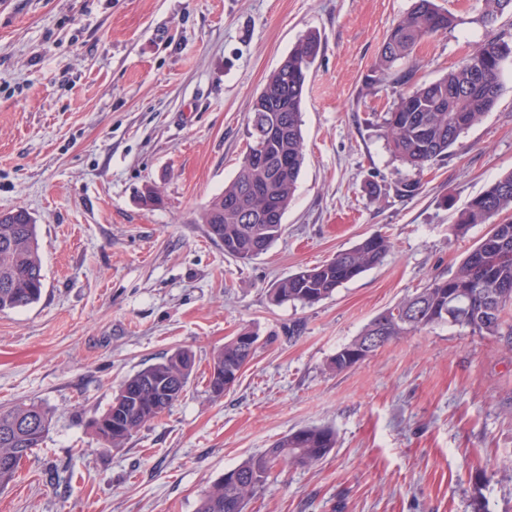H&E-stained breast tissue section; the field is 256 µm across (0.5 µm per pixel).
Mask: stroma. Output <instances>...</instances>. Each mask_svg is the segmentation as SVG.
<instances>
[{"mask_svg":"<svg viewBox=\"0 0 512 512\" xmlns=\"http://www.w3.org/2000/svg\"><path fill=\"white\" fill-rule=\"evenodd\" d=\"M413 0H0V211L37 224L41 300L0 312V407L52 422L0 512H196L211 483L289 433L327 427L311 468L273 467L245 512H512V350L461 326L394 340L341 372L329 362L381 312L452 276L487 233L457 214L512 171V64L461 148L424 172L389 150L407 87L455 68L494 27L483 0H436L455 21L377 77ZM321 50L303 95L306 154L279 238L248 262L196 220L237 175L251 103L300 38ZM406 73L409 83L399 82ZM156 186L161 206L139 195ZM375 233L383 262L313 306L272 286ZM253 360L221 398L215 351L241 332ZM188 348L185 396L121 448L93 422L120 382Z\"/></svg>","mask_w":512,"mask_h":512,"instance_id":"35a3bbf8","label":"stroma"}]
</instances>
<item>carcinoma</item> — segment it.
<instances>
[{
    "label": "carcinoma",
    "mask_w": 512,
    "mask_h": 512,
    "mask_svg": "<svg viewBox=\"0 0 512 512\" xmlns=\"http://www.w3.org/2000/svg\"><path fill=\"white\" fill-rule=\"evenodd\" d=\"M512 0H484L483 19H496ZM454 23L435 0H414L413 6L388 32L375 68L391 74L396 63L408 58L425 39L438 36ZM321 49L310 33L294 46L267 78L264 91L252 103L250 116L269 112L281 134L259 139L248 128L247 151L235 179L200 213L209 238L224 245V252L245 262L264 253L282 232L283 216L294 195L304 164L301 105L310 68ZM480 63L475 72L462 61L442 78L402 93L386 113L384 124L392 152L420 173L448 155L466 130L494 106L502 66L512 56V34L487 37L471 53ZM269 157V168L248 164L253 155ZM512 210V171L490 184L457 215L454 231L473 224H490L495 216ZM19 207L0 212V312L29 307L40 301L45 276L36 225ZM391 243L375 233L328 261L303 268L270 289L276 303L312 306L330 297L343 284L379 265ZM512 307V221L491 224L490 230L468 252L449 278H435L419 292L384 311L383 343L408 336L426 327L451 324L499 338L512 346V322L505 318ZM378 335L370 322L361 336L340 348L329 367L346 370L363 357L358 355L367 337ZM254 352L236 336L212 357L208 388L214 398L224 395L237 381ZM196 364L189 349H178L122 381L111 404L95 426L106 447L122 448L140 428L169 410L175 401L170 392L187 390ZM49 411L38 403L0 408V488L16 478L22 462L41 447L50 430ZM336 446L334 433L308 427L275 441L263 453L243 460L215 481L200 499L197 512H245L264 485L274 465L286 462L308 468L322 461Z\"/></svg>",
    "instance_id": "1"
}]
</instances>
